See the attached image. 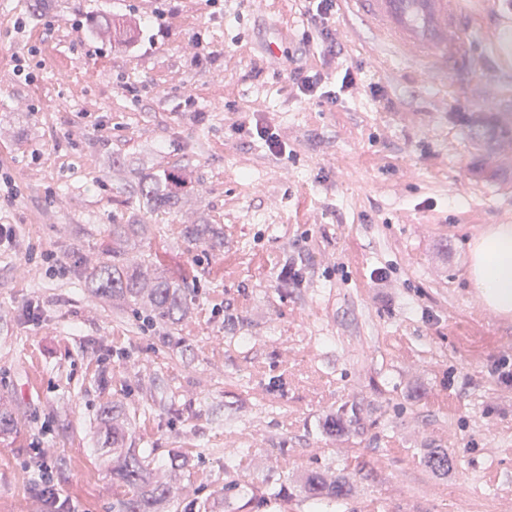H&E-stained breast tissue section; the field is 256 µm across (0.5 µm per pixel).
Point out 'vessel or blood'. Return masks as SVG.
<instances>
[{
    "label": "vessel or blood",
    "mask_w": 512,
    "mask_h": 512,
    "mask_svg": "<svg viewBox=\"0 0 512 512\" xmlns=\"http://www.w3.org/2000/svg\"><path fill=\"white\" fill-rule=\"evenodd\" d=\"M382 45L430 72L474 71L461 0H346Z\"/></svg>",
    "instance_id": "vessel-or-blood-1"
}]
</instances>
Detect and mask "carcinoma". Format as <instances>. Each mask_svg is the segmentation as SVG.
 <instances>
[{"instance_id": "obj_1", "label": "carcinoma", "mask_w": 512, "mask_h": 512, "mask_svg": "<svg viewBox=\"0 0 512 512\" xmlns=\"http://www.w3.org/2000/svg\"><path fill=\"white\" fill-rule=\"evenodd\" d=\"M112 39L131 42L138 35V23L115 16L107 23ZM197 183L194 169L183 166L157 168L142 176L138 190V206L146 213L170 207L192 191ZM141 225H112V261L104 263L88 273L91 292L100 297H110L122 302L133 311H139L143 302L149 309L143 317L148 326L155 324L175 329L179 318L190 307L192 298L188 289L165 277H149L150 262L130 264L126 255L130 241L139 237ZM185 237L190 242L205 240L213 247L221 246L220 239L208 224H193L186 228ZM357 414V408L340 407L327 415L322 429L328 434L342 429L344 418ZM99 432L102 447L112 449V475L123 495L112 504V512H194L193 504H180L171 497L168 483L162 471L153 466L151 454L132 446V431L125 414L117 406H107L100 414ZM424 463L435 473L448 474L456 464L453 452L446 448L433 451ZM347 482L338 476L329 479L313 470L301 487V494L309 501L311 512H323L324 503L340 500L347 495ZM243 490L238 483L228 482L215 493V497L227 504L235 503Z\"/></svg>"}]
</instances>
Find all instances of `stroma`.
Listing matches in <instances>:
<instances>
[{
	"label": "stroma",
	"mask_w": 512,
	"mask_h": 512,
	"mask_svg": "<svg viewBox=\"0 0 512 512\" xmlns=\"http://www.w3.org/2000/svg\"><path fill=\"white\" fill-rule=\"evenodd\" d=\"M304 5L182 0L161 36L154 0H0V224L22 246H0V401L16 419L0 434V512H42L38 444L79 512H112L98 428L113 402L156 466L194 456L172 494L206 512L231 480L292 490L261 512H309L297 490L313 470L349 484L327 512H512V390L488 374L512 361V317L488 315L468 277L469 241L512 225V64L491 61L512 5L464 0L478 66L462 81L394 58L338 0L357 86L333 106L295 97L265 51L296 40ZM104 16L140 21L136 43L91 36ZM241 122L274 129L287 157ZM174 165L195 169V189L143 213L138 168ZM135 220L129 258L194 294L175 330L85 279L112 226ZM191 224L223 248L187 241ZM351 403L357 417L325 434ZM238 448L245 465L225 471ZM431 448L454 450L457 470L428 471Z\"/></svg>",
	"instance_id": "35a3bbf8"
}]
</instances>
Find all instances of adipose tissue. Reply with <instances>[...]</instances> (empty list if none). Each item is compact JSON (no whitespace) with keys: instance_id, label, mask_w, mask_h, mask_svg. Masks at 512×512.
Masks as SVG:
<instances>
[{"instance_id":"ef3b65f1","label":"adipose tissue","mask_w":512,"mask_h":512,"mask_svg":"<svg viewBox=\"0 0 512 512\" xmlns=\"http://www.w3.org/2000/svg\"><path fill=\"white\" fill-rule=\"evenodd\" d=\"M470 278L483 305L502 316L512 315V225L495 224L470 245Z\"/></svg>"}]
</instances>
